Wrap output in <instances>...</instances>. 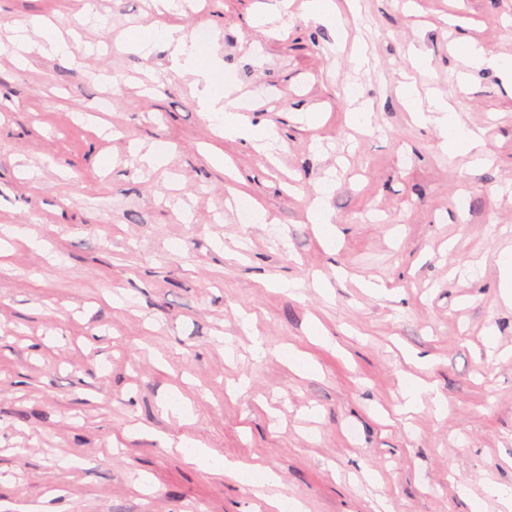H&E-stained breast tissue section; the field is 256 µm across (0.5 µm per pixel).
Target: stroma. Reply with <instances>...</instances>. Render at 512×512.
Here are the masks:
<instances>
[{
	"label": "stroma",
	"mask_w": 512,
	"mask_h": 512,
	"mask_svg": "<svg viewBox=\"0 0 512 512\" xmlns=\"http://www.w3.org/2000/svg\"><path fill=\"white\" fill-rule=\"evenodd\" d=\"M273 2L172 0L167 17L210 33L207 72L230 71L247 116L278 131L259 153L215 136L203 101L223 89L166 43L124 48L150 34L152 0H0V512H267L187 447L275 470L305 512H505L484 486L512 487L497 263L512 252V84L455 40L512 58V0H359L340 28ZM35 14L70 55L35 33L14 59ZM411 75L486 128L487 163L413 121ZM351 86L373 104L369 133L347 120ZM233 175L270 223L225 207ZM328 175L330 247L306 218ZM417 379L446 412L403 411Z\"/></svg>",
	"instance_id": "obj_1"
}]
</instances>
